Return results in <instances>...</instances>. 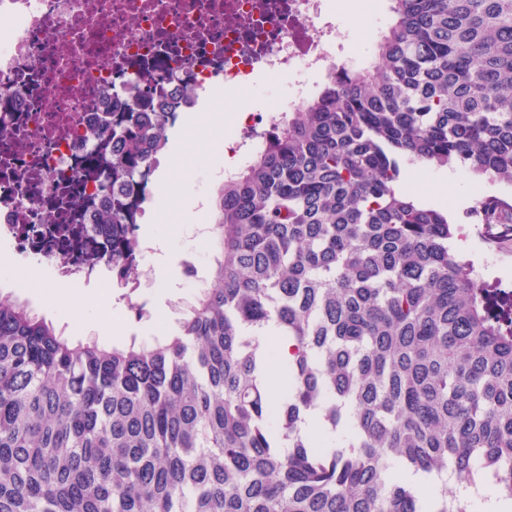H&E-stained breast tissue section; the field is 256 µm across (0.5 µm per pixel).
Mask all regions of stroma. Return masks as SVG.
<instances>
[{
  "mask_svg": "<svg viewBox=\"0 0 512 512\" xmlns=\"http://www.w3.org/2000/svg\"><path fill=\"white\" fill-rule=\"evenodd\" d=\"M287 94L285 80L260 77L240 97H209L194 120L183 121L171 131L168 157L158 173L159 183L168 186V195L158 198L154 204V221L148 226L149 233L157 240V252L143 266L141 296L154 317L139 320L126 315L120 324L123 339L134 336L148 339L175 330L180 308L195 294L187 276L188 268H196L203 287H210L214 245L209 240L194 245L186 243L184 225L201 223L204 217L185 209L184 192L190 189L213 193L208 172L227 164L220 141L234 129V116L240 109L272 115ZM400 188L416 202L447 213L457 227L456 248L473 262L485 283L512 293V239L488 243L484 225L472 223L468 218L479 197L490 194L512 197V186L460 170L408 163L404 166ZM83 292L99 297V304L76 306L72 293L64 288L46 294L18 288L12 295L32 313L52 320L72 343L93 339L104 346L112 345V310L125 306L124 289L114 288L106 294L98 286L90 285Z\"/></svg>",
  "mask_w": 512,
  "mask_h": 512,
  "instance_id": "1",
  "label": "stroma"
}]
</instances>
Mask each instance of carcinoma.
I'll return each mask as SVG.
<instances>
[{
    "label": "carcinoma",
    "instance_id": "1",
    "mask_svg": "<svg viewBox=\"0 0 512 512\" xmlns=\"http://www.w3.org/2000/svg\"><path fill=\"white\" fill-rule=\"evenodd\" d=\"M389 2L365 65L218 190L213 286L175 333L73 345L0 295V512H474L449 475L512 502V295L397 188L407 162L512 185V0ZM476 214L512 231L505 199ZM266 336L294 344L277 398Z\"/></svg>",
    "mask_w": 512,
    "mask_h": 512
}]
</instances>
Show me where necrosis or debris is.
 Masks as SVG:
<instances>
[{"mask_svg":"<svg viewBox=\"0 0 512 512\" xmlns=\"http://www.w3.org/2000/svg\"><path fill=\"white\" fill-rule=\"evenodd\" d=\"M349 43L335 0H0V239L18 279L44 291L125 288L144 263L152 241L139 226L158 162L143 143V161L113 178L112 149L128 142L124 114H155L172 129L199 99L261 75L289 80L280 110L290 112ZM275 123L247 114L228 151L249 160ZM117 195L130 205L124 223H101ZM116 241L133 245L117 267Z\"/></svg>","mask_w":512,"mask_h":512,"instance_id":"4bbe7bcc","label":"necrosis or debris"}]
</instances>
